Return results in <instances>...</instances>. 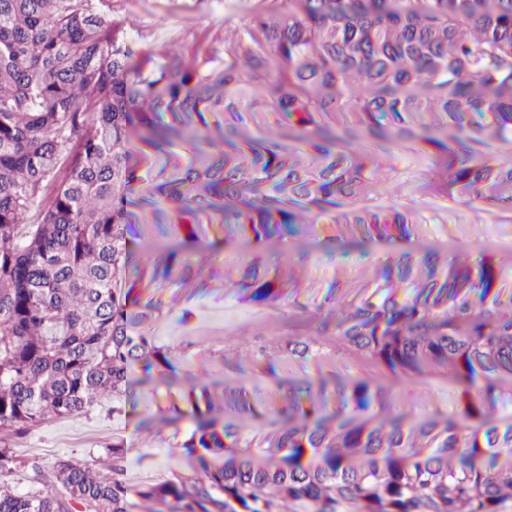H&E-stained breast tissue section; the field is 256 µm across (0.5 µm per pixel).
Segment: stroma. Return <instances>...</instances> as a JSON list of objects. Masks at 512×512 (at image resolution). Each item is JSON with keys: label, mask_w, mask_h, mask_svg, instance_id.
Listing matches in <instances>:
<instances>
[{"label": "stroma", "mask_w": 512, "mask_h": 512, "mask_svg": "<svg viewBox=\"0 0 512 512\" xmlns=\"http://www.w3.org/2000/svg\"><path fill=\"white\" fill-rule=\"evenodd\" d=\"M275 8L274 0H112L108 17L120 35L145 56L180 54L199 83L196 97L147 113L134 140L136 166L126 193L130 263L139 271L135 290L141 302L156 305L141 330L169 352L177 376L145 379L136 406L115 394L81 417L46 421L15 443L17 455L39 457L47 467L61 458L100 467L108 463L105 445L122 440L129 449L130 484L192 476L181 450L191 420L146 428L140 419L204 386L212 393V417L257 441L273 433L287 382L300 379L330 386L364 379L385 386L386 408L370 410L378 420L389 414L412 426L454 412L458 385L446 369L394 376L332 341L304 365L288 359L283 347L288 337L315 335L319 322L311 310L321 309L333 322L342 319L406 252L414 268L400 294L426 283L431 261L443 270L490 262L496 287L512 294V207L499 202L505 188L485 186L475 202L449 200L437 186L431 156L395 138L394 127L373 138L357 113L323 112L317 116L322 129L363 137L377 157L364 173L367 193L323 198L315 186L328 158L317 139L301 140L267 111L264 98L241 99L224 83L226 50L254 14ZM259 146L272 153L270 166L260 162ZM235 194L257 206L259 222H289L292 232L261 241L239 233L235 220L224 215L225 202ZM366 210L407 215L409 236L391 229L380 236L378 250L362 249L359 225L334 218ZM172 253L183 273L155 277ZM254 263L275 272L281 283L277 301H257L235 288ZM239 386L246 387L257 416L225 404V389Z\"/></svg>", "instance_id": "1"}]
</instances>
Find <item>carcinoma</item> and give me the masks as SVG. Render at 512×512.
I'll return each instance as SVG.
<instances>
[{"instance_id":"carcinoma-1","label":"carcinoma","mask_w":512,"mask_h":512,"mask_svg":"<svg viewBox=\"0 0 512 512\" xmlns=\"http://www.w3.org/2000/svg\"><path fill=\"white\" fill-rule=\"evenodd\" d=\"M258 14L224 57V84L263 80L269 110L323 137L316 114H364L370 134L382 120L434 112L438 122L399 137L432 147L448 197L482 198L487 183H512V169L491 166L474 147L486 115L512 125V0H276ZM108 0H0V477L24 466L47 492L0 485V512H512V426L498 448L480 442L498 433L493 415L498 379L512 375V297L500 299L485 265L439 275L430 291L398 300H363L342 320L320 321L334 340L397 375L446 367L461 388L448 420L425 418L405 428L363 413L387 403L386 391L360 379L334 391L339 408L321 414L324 398L310 381L288 388L273 439L249 441L209 417L208 388L179 408L141 424L194 428L181 444L194 476L136 487L124 479V441L105 447L110 465L58 460L45 469L12 444L50 418H74L114 393L136 407L138 379L175 373L163 347L137 327L151 316L129 272L124 193L134 178L132 141L144 107L159 109L197 93L178 54L157 63L141 57L112 29ZM161 76L145 77L146 68ZM346 155L321 172L320 189L355 196ZM64 176H59L60 172ZM380 235L410 221L377 213L336 223ZM255 238L278 224H242ZM403 254L384 268L386 282L412 276ZM240 288L279 298L276 280L248 266ZM467 323L464 335L457 322ZM318 340L289 338L288 355L308 362ZM268 459L256 465L251 449ZM225 457L224 465L215 460Z\"/></svg>"}]
</instances>
